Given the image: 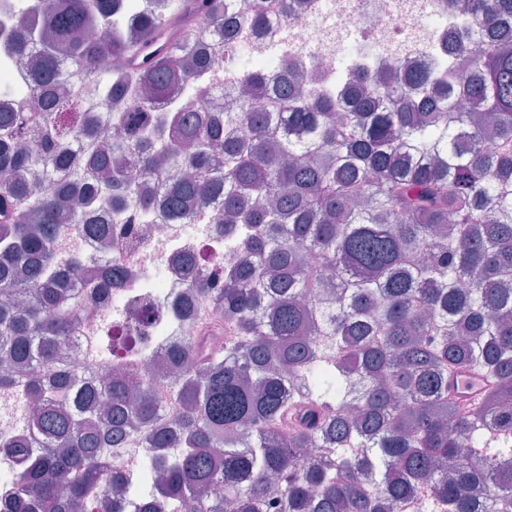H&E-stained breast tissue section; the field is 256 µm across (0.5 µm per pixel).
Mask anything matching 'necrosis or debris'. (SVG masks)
<instances>
[{
  "instance_id": "obj_1",
  "label": "necrosis or debris",
  "mask_w": 512,
  "mask_h": 512,
  "mask_svg": "<svg viewBox=\"0 0 512 512\" xmlns=\"http://www.w3.org/2000/svg\"><path fill=\"white\" fill-rule=\"evenodd\" d=\"M295 17L285 14L284 0H265L266 23L255 28L245 22L249 0H237V11L228 22L239 49L247 51L249 67L235 56L224 59V68L202 74L198 107L235 108L237 89L246 72L266 77L280 75L282 60L294 61L308 72L315 93L333 92L344 84L343 69L351 63L373 66L381 61L413 67H432L436 28L459 14L457 0H304ZM22 0H0V83L28 87V63L7 48L20 27ZM214 210L195 212L185 223L172 224L158 217L137 221L130 230H113L112 258L128 272L124 283L113 289L110 304L84 312L66 358L86 377L109 373L108 364L88 358L86 348L94 333L105 324L119 328L134 314L149 311L139 328V342L151 349V384L168 386L166 354L183 340L179 329L166 321L169 307L185 293L186 283L175 261L194 255L207 246L217 261L230 266L239 253L225 245L214 230Z\"/></svg>"
}]
</instances>
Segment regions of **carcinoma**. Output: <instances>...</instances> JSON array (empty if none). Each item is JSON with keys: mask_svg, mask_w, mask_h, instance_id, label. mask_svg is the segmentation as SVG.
I'll return each instance as SVG.
<instances>
[{"mask_svg": "<svg viewBox=\"0 0 512 512\" xmlns=\"http://www.w3.org/2000/svg\"><path fill=\"white\" fill-rule=\"evenodd\" d=\"M113 2L26 3L36 110L0 88V390L31 404L25 431L0 435L20 464L14 512H71L108 481L125 512L112 448L133 436L154 449L135 512H397L419 493L424 512H512V0H459L472 27L441 36L458 52L443 70L358 69L336 98L287 62L276 111L249 75L222 114L193 100L235 51L229 32L204 44L229 0H151L119 29ZM134 93L154 117L128 115ZM133 168L164 219L213 207L242 253L177 259L190 336L163 396L124 330L92 345L119 375L88 380L65 357L86 303L126 272L110 254L95 278L78 254L59 272L57 229L77 219L106 250L112 223L148 219ZM199 304L234 335L198 331ZM463 370L489 380L472 415L452 396ZM312 442L318 466L298 455Z\"/></svg>", "mask_w": 512, "mask_h": 512, "instance_id": "obj_1", "label": "carcinoma"}]
</instances>
